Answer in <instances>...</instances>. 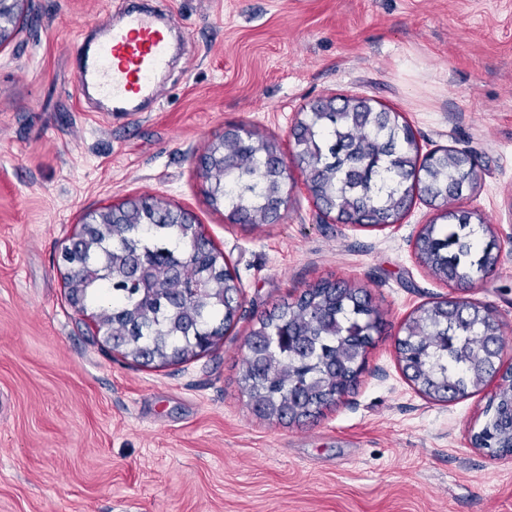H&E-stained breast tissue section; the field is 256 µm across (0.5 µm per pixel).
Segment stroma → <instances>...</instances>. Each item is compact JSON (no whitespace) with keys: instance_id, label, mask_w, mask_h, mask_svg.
I'll return each instance as SVG.
<instances>
[{"instance_id":"35a3bbf8","label":"stroma","mask_w":512,"mask_h":512,"mask_svg":"<svg viewBox=\"0 0 512 512\" xmlns=\"http://www.w3.org/2000/svg\"><path fill=\"white\" fill-rule=\"evenodd\" d=\"M184 42L136 114L77 88V42L126 0H28L0 46V512H512V456L471 436L499 380L449 402L404 376L397 342L416 308L489 306L512 367V0H146ZM397 112L421 154L480 164L454 206L490 224L494 272L460 290L415 258L436 218L422 198L396 224L320 214L293 156L319 102ZM278 139L285 217L225 222L200 158L229 125ZM144 195L191 215L234 268L244 313L221 342L158 366L124 358L69 303L63 246L88 214ZM324 278L367 288L384 325L359 381L315 419L259 417L238 384L259 316Z\"/></svg>"}]
</instances>
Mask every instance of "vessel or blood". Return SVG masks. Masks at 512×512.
Instances as JSON below:
<instances>
[{
    "mask_svg": "<svg viewBox=\"0 0 512 512\" xmlns=\"http://www.w3.org/2000/svg\"><path fill=\"white\" fill-rule=\"evenodd\" d=\"M169 52V29L152 15L131 11L118 23L105 18L94 37L81 39L78 85L107 111H139L144 101L160 96L156 77L166 67Z\"/></svg>",
    "mask_w": 512,
    "mask_h": 512,
    "instance_id": "1",
    "label": "vessel or blood"
}]
</instances>
